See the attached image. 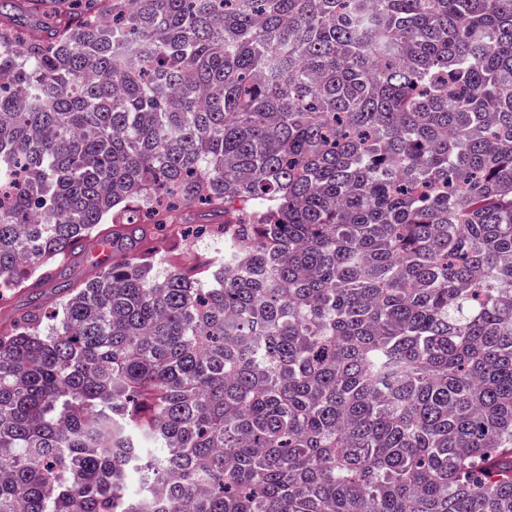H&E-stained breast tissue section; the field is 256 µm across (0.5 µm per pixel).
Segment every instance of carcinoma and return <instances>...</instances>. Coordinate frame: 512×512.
<instances>
[{
    "mask_svg": "<svg viewBox=\"0 0 512 512\" xmlns=\"http://www.w3.org/2000/svg\"><path fill=\"white\" fill-rule=\"evenodd\" d=\"M20 4L0 512H512V0ZM224 249V239L222 240H211V239H198L188 251L184 254L183 262L188 264L194 261V259L202 256L211 254L217 255ZM103 253L94 248L91 242L83 247L75 249L74 255L66 267L65 279L60 280H83L95 275L98 271L100 259H103ZM52 285L36 288L32 294L29 291L16 292L0 299V328L9 325L17 313L30 306L33 300L45 302L49 307H55L56 293ZM37 297V299L35 298Z\"/></svg>",
    "mask_w": 512,
    "mask_h": 512,
    "instance_id": "carcinoma-1",
    "label": "carcinoma"
}]
</instances>
